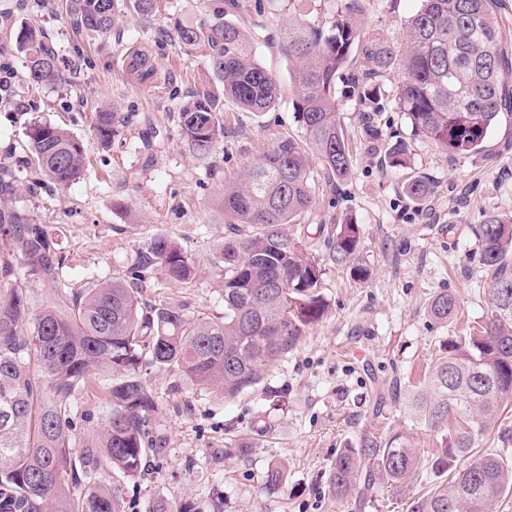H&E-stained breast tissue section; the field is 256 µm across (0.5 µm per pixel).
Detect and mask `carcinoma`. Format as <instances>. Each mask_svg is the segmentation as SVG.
<instances>
[{"label":"carcinoma","instance_id":"carcinoma-1","mask_svg":"<svg viewBox=\"0 0 512 512\" xmlns=\"http://www.w3.org/2000/svg\"><path fill=\"white\" fill-rule=\"evenodd\" d=\"M420 2L392 40L357 26L362 0H340L328 27L307 12L288 25L281 51L295 68L294 109L304 140L278 138L261 162L224 184L221 209L230 235L216 258L224 280L220 319L171 306L141 307L137 292L144 271H157L166 283L186 284L194 277L193 257L165 236L150 238L128 274L86 289L69 311L44 304L33 312L30 284L55 279L59 262L42 225L22 210L0 207V235L23 261L18 267L11 258L0 259V282L6 285L0 290V512H119L116 493L108 488L97 485L81 498L71 488L104 469L129 477L141 472L152 447L147 425L157 409L142 378L144 367H172L191 386H217L234 396L256 385L261 368L324 317L320 259L283 226L314 210L312 157L332 179L350 173L338 97L358 101L366 131L376 137L380 88L374 78L395 69L396 109L415 133L454 155L482 150L500 113L512 109V95L503 87L509 61L494 0ZM66 7L90 39L111 30L125 13L147 31L157 11L156 0H67ZM226 7L236 8V0ZM226 7L214 8L200 23L169 17L181 47L206 50V65L222 88L219 96L204 87L176 107L181 137L202 157L224 137V101L264 112L280 94L273 74L257 62L250 34L224 20ZM16 50L24 55L30 83L60 79L63 57L34 23L19 29ZM353 64L357 73L337 88V78ZM124 124L117 108L95 109L98 140L121 137ZM26 137L35 159L30 188L46 179L65 188L81 177L86 149L80 138L40 120L28 124ZM385 163L410 169L407 143L393 142ZM404 190L421 203L433 186L414 175ZM14 194L13 176L0 167V202ZM360 238V225L345 217L327 244L331 260L365 281L369 270L358 254ZM477 238L479 263L492 282L490 315L469 335L449 338L426 384L405 394L409 428L385 438L366 434L336 455L329 473L336 497L347 496L356 484L366 493L382 486L405 495L425 469L436 482L412 500L409 512H490L512 490V464L494 451L477 454L512 400V218L485 214ZM457 309L447 289L429 303L430 315L440 322ZM94 370L102 376L109 412L98 441L80 451L67 400ZM422 428L436 440L428 461L414 437Z\"/></svg>","mask_w":512,"mask_h":512}]
</instances>
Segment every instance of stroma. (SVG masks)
<instances>
[{
  "label": "stroma",
  "instance_id": "obj_1",
  "mask_svg": "<svg viewBox=\"0 0 512 512\" xmlns=\"http://www.w3.org/2000/svg\"><path fill=\"white\" fill-rule=\"evenodd\" d=\"M237 3L225 18L253 35L255 57L275 75L281 94L264 112L225 103L221 145L200 158L182 140L175 108L209 74L201 54L179 46L164 14L149 33L123 17L90 40L74 28L63 0L47 8L37 0H0L9 8L8 16L0 15V64L9 67L10 92L0 103V166L15 174L14 206L44 226L59 262L56 279L35 285L36 301L70 305L85 289L125 274L149 239L163 235L194 256L195 280L169 286L147 277L140 299L149 307L223 316V279L213 260L228 234L220 208L224 183L257 164L278 137L301 134L295 73L280 49L294 10L288 0ZM418 6V0H363L358 21L363 30L391 39ZM30 21L65 64L62 80L32 92L15 49L20 26ZM136 53L151 61L150 81L126 66ZM398 78L391 71L378 79L386 92L380 138L366 137L352 104H341L351 174L332 182L315 170V211L286 227L322 260L327 316L266 366L258 384L232 397L216 388H187L174 371L144 369L158 400L149 431L162 446L147 452L140 475L103 474L120 512H152L159 502L172 512H407L411 496L429 487L431 476L423 473L407 496L379 488L365 499L355 492L340 499L328 475L337 453L363 433L387 436L407 426L406 391L422 385L449 337L464 335L488 315L491 282L476 259L475 229L485 211L512 215V115H502L482 152L452 155L413 135L404 113L395 111L389 94ZM103 100L115 102L126 117L123 139L107 149L93 134L94 109ZM35 118L68 128L86 144L85 173L68 188L50 182L29 188L33 156L25 132ZM396 137L408 144L411 172L434 187L424 204L406 197L407 174L384 162ZM347 215L362 228L359 255L371 271L364 282L332 262L324 247ZM444 289L457 295L459 312L439 322L428 306ZM69 403L78 440H96L108 413L98 374ZM239 436L251 442L246 452L230 445ZM272 463L284 473L275 491L264 481Z\"/></svg>",
  "mask_w": 512,
  "mask_h": 512
}]
</instances>
